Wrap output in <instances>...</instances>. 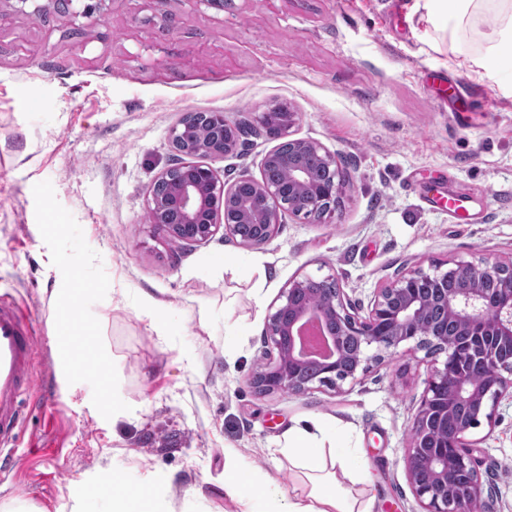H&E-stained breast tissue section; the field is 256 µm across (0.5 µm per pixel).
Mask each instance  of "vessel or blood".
<instances>
[{
	"instance_id": "1",
	"label": "vessel or blood",
	"mask_w": 512,
	"mask_h": 512,
	"mask_svg": "<svg viewBox=\"0 0 512 512\" xmlns=\"http://www.w3.org/2000/svg\"><path fill=\"white\" fill-rule=\"evenodd\" d=\"M39 352L32 317L9 291L0 290V478L16 465L22 400L32 384L31 368Z\"/></svg>"
}]
</instances>
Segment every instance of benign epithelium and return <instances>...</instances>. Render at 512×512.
I'll return each mask as SVG.
<instances>
[{
  "label": "benign epithelium",
  "instance_id": "benign-epithelium-1",
  "mask_svg": "<svg viewBox=\"0 0 512 512\" xmlns=\"http://www.w3.org/2000/svg\"><path fill=\"white\" fill-rule=\"evenodd\" d=\"M109 0H44L31 15L80 18L104 16ZM196 113L186 112L172 127L169 142L178 153L222 160L239 141L240 127L225 119L194 146L189 129ZM260 124L277 141L264 156L261 176L243 173L228 182L210 165L183 162L165 168L156 182L167 197L148 191L150 223L169 240L198 245L220 233L239 237L241 223L252 228L250 245L267 244L285 214L330 217L351 184L339 157L313 138L295 137L299 116L285 113L279 125ZM288 166V182L270 175ZM335 275H303L289 282L268 315L267 338L276 361L256 372L260 393L304 394L315 385L340 387L358 380L405 346L445 354L428 381L405 448V469L424 512H459L468 496H480L478 470L467 439L481 419L492 422L504 398L512 400V259L490 254L432 264L396 276L375 289L368 315L359 317ZM323 329L325 352L318 356L304 340L311 325Z\"/></svg>",
  "mask_w": 512,
  "mask_h": 512
}]
</instances>
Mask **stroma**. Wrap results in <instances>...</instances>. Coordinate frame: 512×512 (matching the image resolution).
<instances>
[{
    "instance_id": "stroma-1",
    "label": "stroma",
    "mask_w": 512,
    "mask_h": 512,
    "mask_svg": "<svg viewBox=\"0 0 512 512\" xmlns=\"http://www.w3.org/2000/svg\"><path fill=\"white\" fill-rule=\"evenodd\" d=\"M413 2L112 0L80 35L65 17L0 5V289L42 334L40 403L23 406L22 460L0 504L72 512L85 494L107 512L91 493L107 469L137 489L168 480L162 512H263L225 492V471L301 492L285 435L317 420L348 427L372 512H421L404 449L444 355L401 349L338 390L261 396L250 383L277 357L267 319L295 277L336 275L364 317L375 288L413 268L512 258V73L470 63L493 21L452 39ZM450 82L462 95L449 98ZM283 105L352 182L333 217L284 216L257 248L218 237L182 248L150 224L147 193L176 159L182 113L251 125L214 164L231 181L259 175L274 142L257 117ZM77 279L106 381L59 362L48 301ZM468 438L480 512H512V401Z\"/></svg>"
}]
</instances>
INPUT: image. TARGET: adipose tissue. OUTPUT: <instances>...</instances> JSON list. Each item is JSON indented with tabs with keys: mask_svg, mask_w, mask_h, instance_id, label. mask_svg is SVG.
Wrapping results in <instances>:
<instances>
[{
	"mask_svg": "<svg viewBox=\"0 0 512 512\" xmlns=\"http://www.w3.org/2000/svg\"><path fill=\"white\" fill-rule=\"evenodd\" d=\"M413 7L425 10L428 20L454 28L485 9H493L495 33L476 65L489 73L512 70V0H414ZM344 433L340 424L313 429L297 424L289 428L285 449L308 480L303 493L291 496L273 484L259 490L233 470L225 474L224 488L233 496L263 499L264 512H370L365 496L351 491L365 463L346 447ZM328 447L333 450L329 457L324 454Z\"/></svg>",
	"mask_w": 512,
	"mask_h": 512,
	"instance_id": "obj_1",
	"label": "adipose tissue"
}]
</instances>
